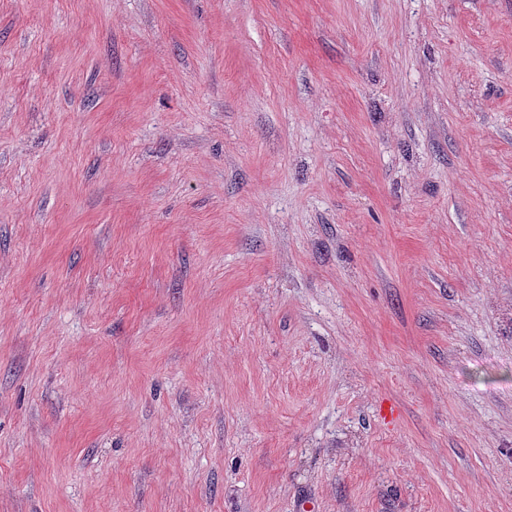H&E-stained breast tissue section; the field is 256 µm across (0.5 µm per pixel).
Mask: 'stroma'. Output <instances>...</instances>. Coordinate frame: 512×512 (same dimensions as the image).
Instances as JSON below:
<instances>
[{
	"label": "stroma",
	"instance_id": "1",
	"mask_svg": "<svg viewBox=\"0 0 512 512\" xmlns=\"http://www.w3.org/2000/svg\"><path fill=\"white\" fill-rule=\"evenodd\" d=\"M512 512V0H0V512Z\"/></svg>",
	"mask_w": 512,
	"mask_h": 512
}]
</instances>
